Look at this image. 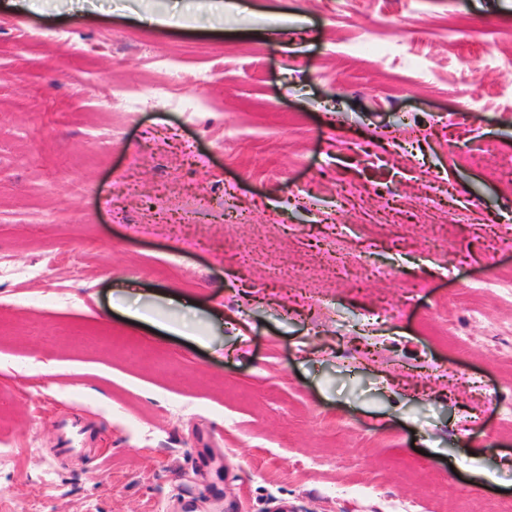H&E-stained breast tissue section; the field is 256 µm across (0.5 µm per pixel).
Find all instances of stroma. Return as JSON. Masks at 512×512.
<instances>
[{
	"label": "stroma",
	"instance_id": "1",
	"mask_svg": "<svg viewBox=\"0 0 512 512\" xmlns=\"http://www.w3.org/2000/svg\"><path fill=\"white\" fill-rule=\"evenodd\" d=\"M101 2L0 11V512L512 500V0H244L277 31ZM173 54L197 111L144 83ZM340 243L384 276L269 280Z\"/></svg>",
	"mask_w": 512,
	"mask_h": 512
}]
</instances>
